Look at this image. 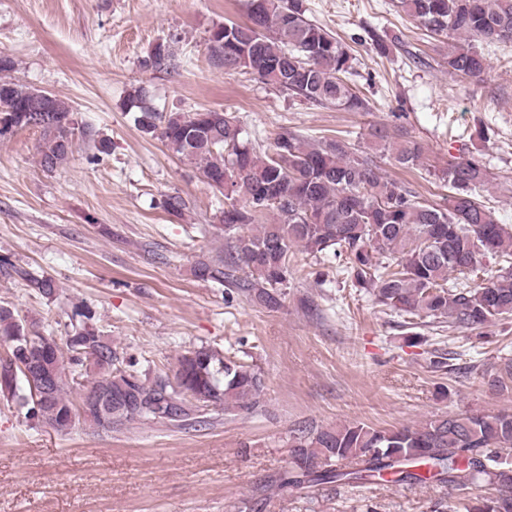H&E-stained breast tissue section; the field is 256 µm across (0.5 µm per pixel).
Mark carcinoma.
<instances>
[{
	"instance_id": "obj_1",
	"label": "carcinoma",
	"mask_w": 512,
	"mask_h": 512,
	"mask_svg": "<svg viewBox=\"0 0 512 512\" xmlns=\"http://www.w3.org/2000/svg\"><path fill=\"white\" fill-rule=\"evenodd\" d=\"M397 8L425 31L452 39L448 73L479 78L489 63L475 41L512 42V0H397ZM247 22L216 25L207 42L210 61L224 72H245L315 105L366 112L368 102L343 79L352 56L326 29L308 20L303 0H246ZM152 70L172 66L159 44L144 61ZM13 59L0 51V138L21 128L40 131L38 163L52 172L76 146L77 121L63 99L7 77ZM128 111L142 132L155 135L175 156L194 164L206 183L224 180V208L215 225L228 249L200 261L194 274L249 296L276 310L283 304L294 249L330 255L356 288L400 315L446 319L479 340L486 328L512 319V226L476 201L486 170L471 161L450 163L436 173L448 187L440 205L421 199L376 171L373 157L358 155L339 137L309 143L284 132L273 150L261 154L235 117L206 110L163 114L144 86L131 90ZM382 152L413 167L423 146L400 131H379ZM189 202L180 193L162 195L160 207L180 215ZM243 272L245 277L238 276ZM0 274L20 279L51 299L54 279L0 255ZM0 343L8 346L17 376L0 384L24 418L57 433L80 418L68 376L106 387L126 407L113 406L112 419L88 409L84 422L104 432L135 419L176 429L210 425V411L251 415L265 381L260 370L201 346L177 358L173 377L143 381L136 359L120 353L99 329L91 309L73 306L66 334L31 331L9 306H0ZM33 366L49 375L50 395L37 404L23 371ZM290 462L267 481L252 501L262 512L266 491L356 486L370 481L395 485L435 483L453 491L483 484L492 493L477 501L458 500L464 512H512V412H460L415 426L376 429L364 423L330 429L301 426L288 438Z\"/></svg>"
}]
</instances>
